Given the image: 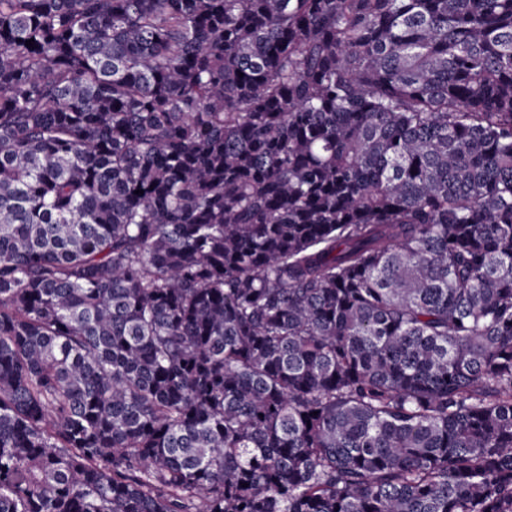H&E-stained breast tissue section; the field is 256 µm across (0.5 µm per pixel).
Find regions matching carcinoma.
<instances>
[{
    "label": "carcinoma",
    "instance_id": "carcinoma-1",
    "mask_svg": "<svg viewBox=\"0 0 512 512\" xmlns=\"http://www.w3.org/2000/svg\"><path fill=\"white\" fill-rule=\"evenodd\" d=\"M0 512H512V0H0Z\"/></svg>",
    "mask_w": 512,
    "mask_h": 512
}]
</instances>
